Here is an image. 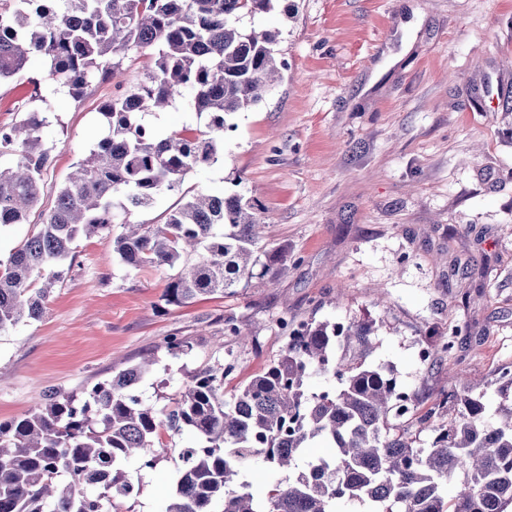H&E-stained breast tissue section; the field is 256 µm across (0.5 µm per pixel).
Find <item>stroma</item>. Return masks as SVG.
I'll return each mask as SVG.
<instances>
[{
	"label": "stroma",
	"mask_w": 512,
	"mask_h": 512,
	"mask_svg": "<svg viewBox=\"0 0 512 512\" xmlns=\"http://www.w3.org/2000/svg\"><path fill=\"white\" fill-rule=\"evenodd\" d=\"M256 24L277 36L280 79L234 116L223 159L133 220L161 223L184 194L243 195L267 223L263 249L288 250L277 286L163 310L167 271L126 269L108 239L81 237L43 318L0 332V422L147 352L157 364L139 392L157 406L218 362L233 394L279 357L283 316L373 322L368 363L393 367L422 409L454 386L451 370L491 381L512 366V0H277ZM114 90L56 93L40 208L0 230V259L103 137ZM229 316L255 346L225 337ZM448 334L452 353L420 363L418 347ZM170 336L192 351L172 358ZM187 441L130 469L137 494L120 512H158Z\"/></svg>",
	"instance_id": "35a3bbf8"
}]
</instances>
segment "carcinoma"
Wrapping results in <instances>:
<instances>
[{"label": "carcinoma", "mask_w": 512, "mask_h": 512, "mask_svg": "<svg viewBox=\"0 0 512 512\" xmlns=\"http://www.w3.org/2000/svg\"><path fill=\"white\" fill-rule=\"evenodd\" d=\"M275 0H0V80L34 58L54 88L77 96L117 77L114 57L151 51L144 80L102 106L106 133L7 260H0V332L42 318L73 262L78 238L110 237L112 260L172 271L158 306L271 287L288 251L259 247L264 224L239 195L197 194L164 210L160 224L131 215L156 206L197 168L224 155L230 117L255 105L278 74L272 33L242 24ZM26 115L0 126V227L27 223L40 202L51 148L43 140L50 95L37 81ZM187 98L204 125L162 134L147 117ZM121 231L114 232V227ZM288 341L277 361L228 397L224 365L187 375L162 408L135 388L145 359L94 384L86 396L51 395L0 423V512H109L133 494L132 462L153 469L162 435L192 441L179 451L173 492L159 512H506L512 506V403L489 414L487 381L440 393L417 418L420 443L399 420L394 369L366 362L372 325L280 319ZM314 377L330 382L307 392ZM323 444L326 456L309 449ZM256 464L284 479L263 495L243 475ZM454 496L445 502V487Z\"/></svg>", "instance_id": "obj_1"}]
</instances>
